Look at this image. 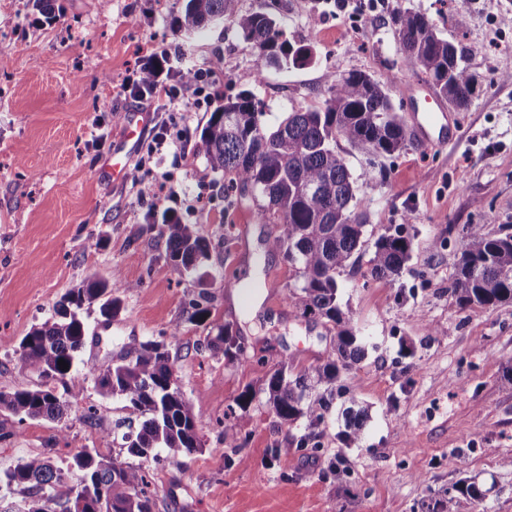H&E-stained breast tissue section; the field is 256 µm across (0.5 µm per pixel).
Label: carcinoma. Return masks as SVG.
Instances as JSON below:
<instances>
[{"instance_id":"obj_1","label":"carcinoma","mask_w":512,"mask_h":512,"mask_svg":"<svg viewBox=\"0 0 512 512\" xmlns=\"http://www.w3.org/2000/svg\"><path fill=\"white\" fill-rule=\"evenodd\" d=\"M230 19L255 50L254 77L259 81L270 66L297 65L309 58V51L295 48L283 39L275 19L264 13L241 14L237 0H185L178 27L186 33ZM391 23L406 61L420 68L438 95L457 109L468 107L478 80L463 64L462 51L443 38L424 15L398 11ZM327 94L317 108L288 113L273 129L265 127L264 106L250 95L229 98L211 113L200 139L211 169L230 176L225 191L260 195L264 204L259 214L279 219L277 233L267 241L268 249L280 251L298 265L300 285L289 290L287 300L304 314L325 319L333 332V346L314 375L295 376L286 367L266 379V403L282 423L303 419L313 432L299 447H321L314 433L332 407L331 394L318 393L321 384H334L341 374L365 355L354 320L343 309L336 276L353 266L365 245L366 224L355 210L356 179L348 162L337 150L345 139L378 155H392L407 146L403 123L385 86L370 75L353 71L340 78L326 77ZM457 231L459 257L452 295L461 309L493 307L512 303V233L491 236L477 224ZM168 258L180 272H197L208 259L209 243L191 224L162 216ZM410 258V241L400 232L382 233L374 242L369 260L375 279L398 276ZM138 283L118 278L110 282L93 276L79 288L69 290L55 307L54 316L32 328L19 344L22 366L37 373L46 383L37 389L0 392V409L20 421H61L66 402L49 386L64 384L66 393L77 398L83 386L68 384L66 376L75 354L83 347L87 326L79 315L84 306L99 304L100 313L111 319L120 310L114 292L132 290ZM211 345L224 350V357L236 359L241 345L229 324L218 328ZM68 363L60 369L59 361ZM95 386L105 396L119 397L145 417L139 428L123 435L127 452L149 458L162 448L177 458L201 448L196 433L194 406L181 393L165 340H148L139 345L131 360L98 372ZM346 430L341 442L349 446L358 440L361 414L347 411ZM9 489H34L36 494L23 507L5 512H154L156 502L148 492L149 482L139 467L117 464L97 448L84 449L56 467L49 457L19 460L0 474V484ZM487 490L471 479H463L446 490L436 512H456L460 498H485Z\"/></svg>"}]
</instances>
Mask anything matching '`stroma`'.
Wrapping results in <instances>:
<instances>
[{"mask_svg": "<svg viewBox=\"0 0 512 512\" xmlns=\"http://www.w3.org/2000/svg\"><path fill=\"white\" fill-rule=\"evenodd\" d=\"M185 0H55L46 18L32 0H0V392L34 389L38 374L22 367L18 346L50 319L68 290L90 276L135 283L121 309L105 319L84 311L85 343L68 376L83 393L68 401L61 423L19 421L0 410V471L18 460L65 458L97 448L103 435L115 462L141 467L155 512H429L464 478L488 486L482 502L460 499L458 512H512V303L459 309L450 289L459 242L449 225L478 224L498 235L512 227V0H238L243 13L272 15L309 62L269 68L253 78L254 49L232 21L186 35L177 20ZM424 14L463 51L478 88L453 110L455 143L411 142L373 155L339 141L357 181L356 209L367 239L403 227L410 259L393 279L372 278L370 252L338 278L343 307L365 356L345 373L322 426V448L298 449L305 421L280 423L262 391L270 372L320 366L333 340L323 319L303 316L286 299L299 283L283 253L267 251L277 227L258 217L252 193L224 192L199 135L225 99L248 92L275 127L298 109L318 105L327 75L362 71L384 83L402 122L413 102L406 87L426 80L406 62L390 22L397 11ZM465 12L466 24L453 17ZM356 14L358 31L343 18ZM176 53V69L206 73L203 95L187 90L176 110L164 99L139 100L125 81L153 52ZM223 55V69L210 61ZM146 110L151 123L131 159L139 181H115L104 169L123 139V115ZM179 154L152 158L158 132ZM193 225L210 243L203 274L181 273L167 257L162 212ZM256 284L242 304L238 283ZM208 314L188 322L191 302ZM232 325L244 350L231 360L210 347ZM166 336L178 386L197 413L202 448L178 459L165 451L130 456L123 434L139 414L97 390L89 365L106 368L139 344ZM251 391L241 405L243 391ZM367 418L358 443L342 444L343 409ZM250 421L227 447L226 422ZM277 446L293 448L272 461ZM457 455L460 467L448 464ZM338 465L341 474L329 469Z\"/></svg>", "mask_w": 512, "mask_h": 512, "instance_id": "1", "label": "stroma"}]
</instances>
